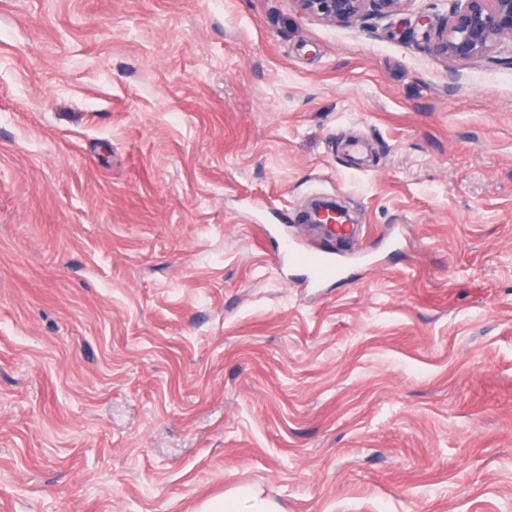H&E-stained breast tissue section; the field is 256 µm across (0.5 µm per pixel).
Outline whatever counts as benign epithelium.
<instances>
[{
  "label": "benign epithelium",
  "instance_id": "obj_1",
  "mask_svg": "<svg viewBox=\"0 0 512 512\" xmlns=\"http://www.w3.org/2000/svg\"><path fill=\"white\" fill-rule=\"evenodd\" d=\"M305 15L334 25L368 17H388L404 10L409 0H292ZM449 16L433 29L430 48L453 62L490 59L512 43V0H453Z\"/></svg>",
  "mask_w": 512,
  "mask_h": 512
}]
</instances>
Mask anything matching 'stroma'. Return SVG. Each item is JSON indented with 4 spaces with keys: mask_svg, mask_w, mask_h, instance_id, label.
<instances>
[{
    "mask_svg": "<svg viewBox=\"0 0 512 512\" xmlns=\"http://www.w3.org/2000/svg\"><path fill=\"white\" fill-rule=\"evenodd\" d=\"M449 7L0 0V512H512V52ZM316 190L398 251L287 278ZM410 0H292L305 15L334 25L399 14ZM449 16L433 29L430 48L453 62L494 59L506 42L512 50V0H451ZM198 512H282L279 504L263 492L247 486L235 487L224 495L203 501Z\"/></svg>",
    "mask_w": 512,
    "mask_h": 512,
    "instance_id": "obj_1",
    "label": "stroma"
}]
</instances>
